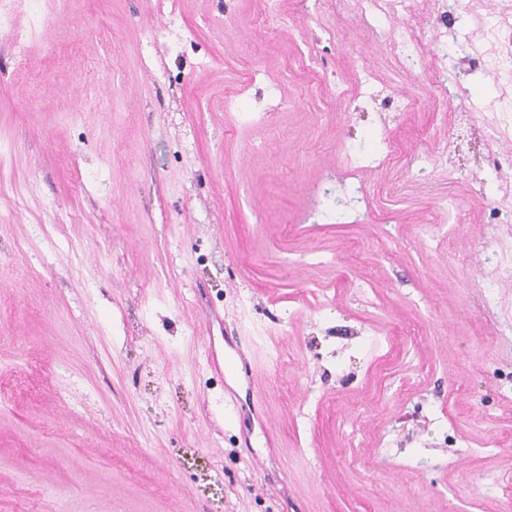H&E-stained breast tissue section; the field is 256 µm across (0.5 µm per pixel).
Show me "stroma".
Masks as SVG:
<instances>
[{
	"instance_id": "obj_1",
	"label": "stroma",
	"mask_w": 512,
	"mask_h": 512,
	"mask_svg": "<svg viewBox=\"0 0 512 512\" xmlns=\"http://www.w3.org/2000/svg\"><path fill=\"white\" fill-rule=\"evenodd\" d=\"M404 7L419 64L333 0L0 27V512H506L512 79ZM229 336L263 416L196 366ZM493 112L492 119L485 125L491 138H493L492 133L498 131L503 125L507 126L509 122H512L511 96L501 97Z\"/></svg>"
}]
</instances>
